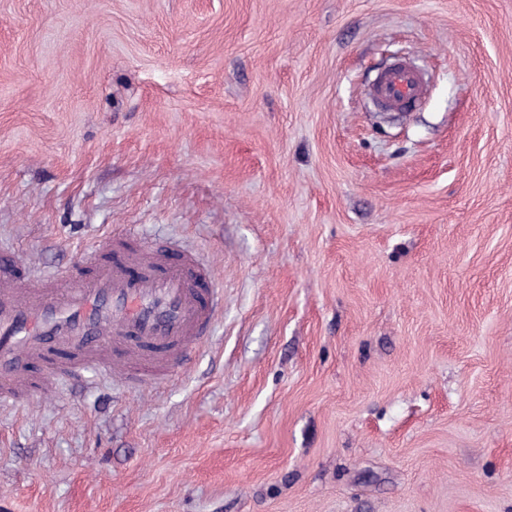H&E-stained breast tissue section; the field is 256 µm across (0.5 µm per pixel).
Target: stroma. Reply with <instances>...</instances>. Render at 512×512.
I'll list each match as a JSON object with an SVG mask.
<instances>
[{
  "instance_id": "obj_1",
  "label": "stroma",
  "mask_w": 512,
  "mask_h": 512,
  "mask_svg": "<svg viewBox=\"0 0 512 512\" xmlns=\"http://www.w3.org/2000/svg\"><path fill=\"white\" fill-rule=\"evenodd\" d=\"M130 225L223 314L0 405L13 512H512V0H0V251ZM425 92L422 74L406 60H396L382 71L369 93L376 104L385 110L411 108Z\"/></svg>"
}]
</instances>
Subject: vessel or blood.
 I'll list each match as a JSON object with an SVG mask.
<instances>
[{
	"mask_svg": "<svg viewBox=\"0 0 512 512\" xmlns=\"http://www.w3.org/2000/svg\"><path fill=\"white\" fill-rule=\"evenodd\" d=\"M422 74L399 59L369 93L385 110L411 108ZM15 259L0 254V402H19L30 361L47 376L85 380L106 373L147 384L184 366L223 311L212 267L176 242L131 236L92 244L73 272L17 286Z\"/></svg>",
	"mask_w": 512,
	"mask_h": 512,
	"instance_id": "1",
	"label": "vessel or blood"
}]
</instances>
